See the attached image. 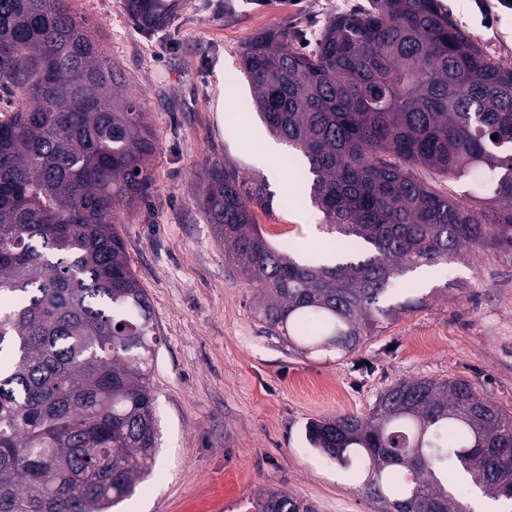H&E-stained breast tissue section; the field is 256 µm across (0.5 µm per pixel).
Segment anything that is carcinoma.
I'll list each match as a JSON object with an SVG mask.
<instances>
[{
  "label": "carcinoma",
  "mask_w": 512,
  "mask_h": 512,
  "mask_svg": "<svg viewBox=\"0 0 512 512\" xmlns=\"http://www.w3.org/2000/svg\"><path fill=\"white\" fill-rule=\"evenodd\" d=\"M181 5L124 0L149 32ZM241 64L341 240L296 260L258 229L263 181L207 168L198 207L289 347L348 352L417 304H384L397 281L468 248L512 251V67L438 0H368L306 53L260 33ZM0 91V512H109L158 445L152 308L115 228L151 187L156 138L69 0H0ZM484 169L499 171L488 203L433 186ZM306 436L381 512H467L474 487L512 502V413L467 379L400 380L369 415L312 420ZM255 509L314 512L282 491Z\"/></svg>",
  "instance_id": "obj_1"
}]
</instances>
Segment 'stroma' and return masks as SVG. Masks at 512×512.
I'll list each match as a JSON object with an SVG mask.
<instances>
[{"label": "stroma", "instance_id": "stroma-1", "mask_svg": "<svg viewBox=\"0 0 512 512\" xmlns=\"http://www.w3.org/2000/svg\"><path fill=\"white\" fill-rule=\"evenodd\" d=\"M366 0H185L167 28L149 33L123 0H70L129 80L158 141L152 186L121 213L118 230L150 300L158 344L150 383L159 443L152 470L118 512H246L270 489L318 512H380L349 470L310 447L308 421L370 412L402 379L469 380L512 412V253L470 248L426 272L413 290L395 285L400 312L347 353L288 350L252 309L255 289L224 256L196 204L213 162L257 175L253 155L269 135L240 74L253 35L288 32L313 45L329 19ZM452 21L494 59L512 66V13L485 18L475 0H439ZM266 176L270 208L256 210L273 245L318 257L331 240L317 210L298 199L293 150Z\"/></svg>", "mask_w": 512, "mask_h": 512}]
</instances>
